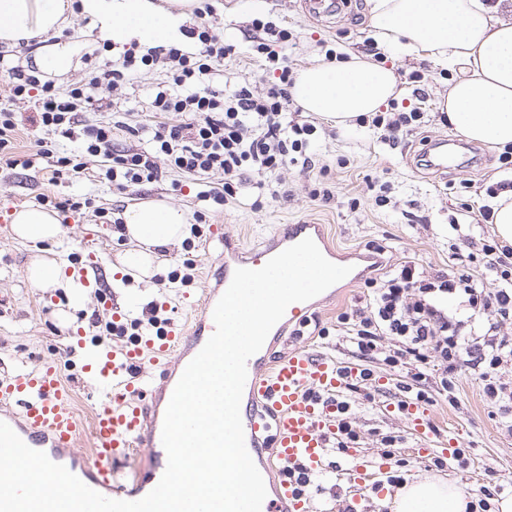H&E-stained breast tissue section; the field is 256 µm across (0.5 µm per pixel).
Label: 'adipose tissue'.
Returning a JSON list of instances; mask_svg holds the SVG:
<instances>
[{"label": "adipose tissue", "instance_id": "1", "mask_svg": "<svg viewBox=\"0 0 512 512\" xmlns=\"http://www.w3.org/2000/svg\"><path fill=\"white\" fill-rule=\"evenodd\" d=\"M99 17L106 37L121 41L171 37L174 17L155 0H0V41H24L58 33L73 5ZM512 0H370L375 36L413 57L427 56L459 71L440 102L449 122L468 140L489 146L512 145ZM391 68L361 56L316 62L298 71L291 97L304 111L350 121L397 97ZM121 234L130 248L123 263L137 279L160 270L159 250L191 234L186 212L164 201L124 209ZM15 238L57 242L65 235L55 213L38 207L15 211ZM392 512H467V498L454 485L425 478L404 485Z\"/></svg>", "mask_w": 512, "mask_h": 512}]
</instances>
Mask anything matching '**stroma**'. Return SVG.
Segmentation results:
<instances>
[{
  "label": "stroma",
  "mask_w": 512,
  "mask_h": 512,
  "mask_svg": "<svg viewBox=\"0 0 512 512\" xmlns=\"http://www.w3.org/2000/svg\"><path fill=\"white\" fill-rule=\"evenodd\" d=\"M260 14L295 35V45L284 48L283 54L296 71L323 60L326 49L362 55L374 42L368 0H351L333 22L308 16L301 0H223L211 23L217 33L244 51L248 48L246 37L251 21ZM65 26L70 33L63 41L70 48L73 65L68 72L54 77L57 86L63 88L82 79L86 68L84 54H95L102 67L112 65L111 52L102 48L104 39L97 17L72 13ZM382 63L394 68L398 77L401 94L394 100L396 110L420 108L424 114L420 126L404 133L400 143L392 147L381 142L370 124H339L323 119L322 124L330 129L331 135L315 146V170L302 173L291 167L282 173L293 191L292 199L283 205L268 198L258 209L246 202L208 209L203 237L192 238L190 244L170 250L162 265L167 275L182 270L184 262H193L194 281L185 286L167 279H152L150 287L140 288L142 304L134 309L128 305L126 291L132 276L125 273L121 263L126 243L116 231L115 219L126 207L154 199L195 211L199 207L196 186L175 189L180 176L168 169L159 181L132 192L76 178L53 183L48 171L0 165V377L12 369L32 368L43 360L58 357L77 330L98 339L94 320L103 314L107 301L124 310L130 320L145 319L147 303L156 301L163 304L173 324L187 323L201 298L204 274L222 252L217 241L221 235L251 244L272 237L285 225L306 221L325 225L330 240L343 251L366 256L371 246H384L386 252L379 274L410 260L428 276L448 271L452 263L451 240L455 234H468L471 212L488 204L486 185L502 182L511 188L512 172L501 168L499 149L486 145L476 146V164L441 173L418 168L415 156L424 141L461 138L439 107L454 74L434 60L410 58L398 51H384ZM166 79V73L160 70L144 74L133 86L115 92L110 106L93 108L84 118L90 122L105 121L116 112L145 117L155 85ZM417 88L423 89V96H414ZM341 157L348 159V167L338 165ZM322 177L336 190L334 199L328 202L311 195ZM382 183L389 184L391 190L389 202L381 207L375 203L374 188ZM44 194L88 196L95 199L96 206L82 215L69 217L65 224L67 234L58 243L16 240L9 224L11 209L36 205ZM353 198L360 201L355 210L348 205ZM101 207L106 210L102 216L97 213ZM91 229L97 232L96 259L106 285L104 295L66 288L44 290L31 284L28 268L34 259L75 253L84 233ZM364 293L363 281L341 285L334 299L313 309L310 324L297 337V344L341 362L352 361L349 338L338 330L337 317L353 308ZM321 327L326 330L322 336L317 333ZM369 368L374 374L372 386L342 392L357 434L355 446L362 456L379 458L384 453L382 437L392 436L406 461L402 469L406 481L437 474L463 491L478 482L498 488L500 496L512 495V484L505 478L507 472H512V434L503 430L497 408L484 401L476 375H461L456 405L440 398L432 406L434 432H455L468 459L466 467L454 465L439 470L432 458L413 448L406 422L389 408L390 403L400 398L401 386L410 382V374L380 361L370 363ZM314 481L320 490L310 499V512H374L372 495L355 498L339 472H326L315 476Z\"/></svg>",
  "instance_id": "1"
}]
</instances>
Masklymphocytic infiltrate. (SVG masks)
Returning a JSON list of instances; mask_svg holds the SVG:
<instances>
[{"label":"lymphocytic infiltrate","instance_id":"lymphocytic-infiltrate-1","mask_svg":"<svg viewBox=\"0 0 512 512\" xmlns=\"http://www.w3.org/2000/svg\"><path fill=\"white\" fill-rule=\"evenodd\" d=\"M213 10L208 0L196 8L198 22L185 29V42L167 41L143 52L127 49L108 70L89 63L84 78L65 89L35 67L0 61L12 99L31 104L41 131L34 151L17 159L21 123L13 109L1 107L0 163L34 167L44 162L57 180L86 175V158L101 157V175L120 190L157 181L167 168L195 181L198 201L211 207L239 200L247 184L255 199H291L277 175L288 165L311 169L318 131L307 117L298 113L290 118L283 110L294 77L279 49L293 34L275 22L253 19L250 58L277 78L260 93L247 79L224 88L214 84L213 75L236 51L207 22ZM154 70L165 71L168 79L152 93L149 110L160 120L150 126L149 147L117 148L118 135L135 136L141 130L120 113L108 122L81 120L99 93L125 89ZM172 112L181 115V122H163V115ZM60 138L74 143L73 152L58 155ZM218 174L223 177L219 183L214 180ZM365 286L363 305L337 318L354 355L365 362L383 360L395 369L418 365L411 384L403 388L405 395L428 402L441 397L452 405L457 378L474 370L485 402L497 407L512 433V392L499 376L512 363V339L501 335L498 326L499 320L512 318V245L484 243L475 269L465 264L427 277L408 262L385 277L366 279ZM461 308L473 317L466 333L457 316ZM386 337L394 349L384 350Z\"/></svg>","mask_w":512,"mask_h":512}]
</instances>
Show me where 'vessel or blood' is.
Here are the masks:
<instances>
[{
  "label": "vessel or blood",
  "instance_id": "1",
  "mask_svg": "<svg viewBox=\"0 0 512 512\" xmlns=\"http://www.w3.org/2000/svg\"><path fill=\"white\" fill-rule=\"evenodd\" d=\"M306 238L313 239L331 262L349 264L350 254L335 250L320 224H289L272 238L249 247L223 239V248L231 257L210 269L213 283L205 287L203 305L190 323L140 336L118 347L101 344L89 355L84 352V335L75 336L68 346L69 357L80 360L75 381H65L53 359L13 372L0 379V421L29 447L64 465L103 496L129 501L143 498L159 483L167 465L161 433L172 392L188 363L214 333L213 310L235 270L261 268ZM64 271L76 287L103 288L96 264L75 262ZM313 307L310 300L291 304L272 328V335L280 337L290 325H304ZM359 372L357 366L317 357L302 346L273 362L262 353L248 360L241 403L245 445L274 491L273 498L264 500L261 512H308L306 488L281 472L279 466L298 462L311 475L327 471L326 448L338 433L345 411L338 394ZM80 383L99 391L92 423L87 427L73 408L75 388ZM396 409L418 445H426L428 402L403 397ZM85 435L91 447L77 452ZM136 447L149 449L152 462L129 477L117 463ZM398 469L393 455L374 461L360 457L342 473L348 484L380 497L385 492V479L396 475Z\"/></svg>",
  "mask_w": 512,
  "mask_h": 512
}]
</instances>
